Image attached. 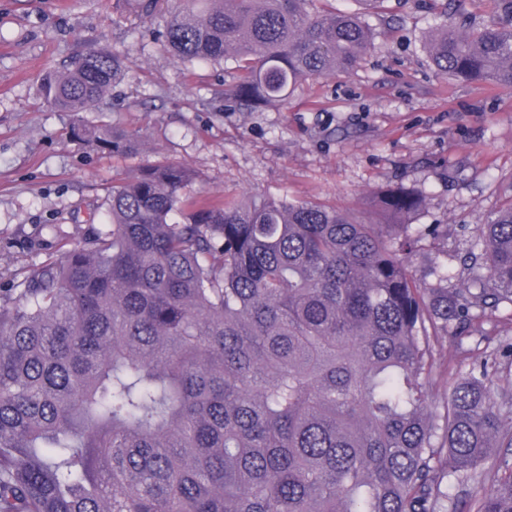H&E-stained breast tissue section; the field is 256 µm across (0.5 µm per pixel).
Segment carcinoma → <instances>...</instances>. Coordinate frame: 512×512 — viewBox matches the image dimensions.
Returning <instances> with one entry per match:
<instances>
[{
  "label": "carcinoma",
  "mask_w": 512,
  "mask_h": 512,
  "mask_svg": "<svg viewBox=\"0 0 512 512\" xmlns=\"http://www.w3.org/2000/svg\"><path fill=\"white\" fill-rule=\"evenodd\" d=\"M309 0H175L159 38L181 62L231 59V99L284 103L307 79L353 71L375 49L361 11L312 14ZM489 23L429 34L442 75L512 88V0ZM123 73L95 44L42 79L71 137L110 154L136 147L95 112ZM182 165H148L112 186L101 215L58 259L0 295V512H512V448L494 392L497 357L426 384L434 339H488L512 306V204L463 264L473 287L405 264L436 224L389 191L388 224L311 202H190ZM181 213L184 221H172Z\"/></svg>",
  "instance_id": "carcinoma-1"
}]
</instances>
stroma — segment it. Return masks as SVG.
Returning a JSON list of instances; mask_svg holds the SVG:
<instances>
[{"label":"stroma","mask_w":512,"mask_h":512,"mask_svg":"<svg viewBox=\"0 0 512 512\" xmlns=\"http://www.w3.org/2000/svg\"><path fill=\"white\" fill-rule=\"evenodd\" d=\"M168 19L167 5L147 15L141 0H0L1 290L79 243L112 185L157 163L194 171L187 197L309 201L362 224L383 222L389 188L417 189L411 224L442 234L409 266L444 265L454 287L469 286L461 256L512 202V89L435 73L425 39L442 17L431 0H385L368 19L378 48L355 71L298 82L287 103L257 109L224 97L234 61L183 64L155 40ZM94 43L126 70L87 118L136 136L127 155L72 140L71 113L38 91Z\"/></svg>","instance_id":"obj_1"}]
</instances>
